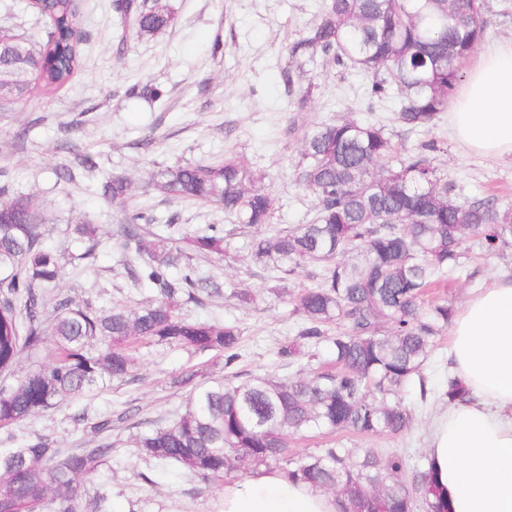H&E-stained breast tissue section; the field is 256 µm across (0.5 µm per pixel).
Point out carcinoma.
I'll list each match as a JSON object with an SVG mask.
<instances>
[{"label":"carcinoma","instance_id":"1","mask_svg":"<svg viewBox=\"0 0 512 512\" xmlns=\"http://www.w3.org/2000/svg\"><path fill=\"white\" fill-rule=\"evenodd\" d=\"M122 27L152 37L174 24L159 0H114ZM36 10L50 22L46 40L34 46L7 31L0 36V89L21 98L34 87L51 94L81 64L85 38L77 26V0H40ZM485 0H325L320 22L291 42L292 61L316 56L373 77L372 94L389 86L400 95L399 123L409 129L434 125L463 77V64L483 40ZM429 140L398 155L384 126L338 120L305 135L296 181L317 198L315 217L271 237L254 238L251 255L286 275L319 266L317 285L292 300L300 319L296 339L279 350L291 360L304 348L325 343L330 370L282 381L256 375L239 383L213 378L198 384L185 411L136 438L152 460L178 465L196 476L224 478L276 467L288 478L337 494L341 512H448L431 472L407 477L400 454L368 450L352 456L343 447L288 455L286 437L302 432L334 435H396L411 423L400 393L419 383L447 329L448 301L424 297L447 281L465 259L470 240L487 252L512 247V209L488 195L460 202L438 176ZM155 186L166 196L223 206L248 226L270 223L275 198L233 158L184 163L157 171ZM103 197L126 198L127 181L106 179ZM153 218L126 212L119 232L128 253L141 259L134 281L161 298L108 311L75 305L52 293L60 255L45 243L35 199L0 201V428L64 401L76 399L135 368L138 343L179 347L193 353L222 352L224 366L240 357V331L231 324L187 320L178 314L185 298L198 305L221 289L200 276L177 242L195 251L224 254V233L212 225L193 236L167 233L146 240L142 225ZM69 235L86 244L71 256L83 262L99 245L92 224H70ZM50 340L53 362L15 378L20 359ZM441 396L462 401L466 386L448 376ZM112 444L62 452L40 438L0 449V512H81L78 502L94 482Z\"/></svg>","mask_w":512,"mask_h":512}]
</instances>
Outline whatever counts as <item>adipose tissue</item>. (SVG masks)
Instances as JSON below:
<instances>
[{"mask_svg":"<svg viewBox=\"0 0 512 512\" xmlns=\"http://www.w3.org/2000/svg\"><path fill=\"white\" fill-rule=\"evenodd\" d=\"M465 152L512 157V39L487 44L448 102ZM450 372L471 391L428 434L435 483L452 512H512V278L471 297L449 328ZM333 496L260 469L224 486L223 512H339Z\"/></svg>","mask_w":512,"mask_h":512,"instance_id":"obj_1","label":"adipose tissue"}]
</instances>
